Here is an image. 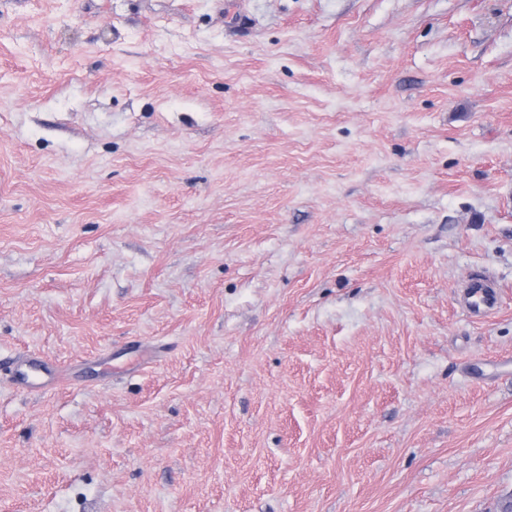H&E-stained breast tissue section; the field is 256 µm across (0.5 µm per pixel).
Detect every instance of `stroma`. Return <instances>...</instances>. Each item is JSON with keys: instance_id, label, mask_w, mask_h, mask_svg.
<instances>
[{"instance_id": "1", "label": "stroma", "mask_w": 512, "mask_h": 512, "mask_svg": "<svg viewBox=\"0 0 512 512\" xmlns=\"http://www.w3.org/2000/svg\"><path fill=\"white\" fill-rule=\"evenodd\" d=\"M511 494L512 0H0V512ZM498 301L495 283L488 277L470 278L464 287L463 303L466 310L473 316H481L492 311ZM32 362L29 359L19 360L15 364V381L18 388L26 391H41L48 386V383H57L65 379L64 376H52L51 379L44 381L34 377L31 374Z\"/></svg>"}]
</instances>
